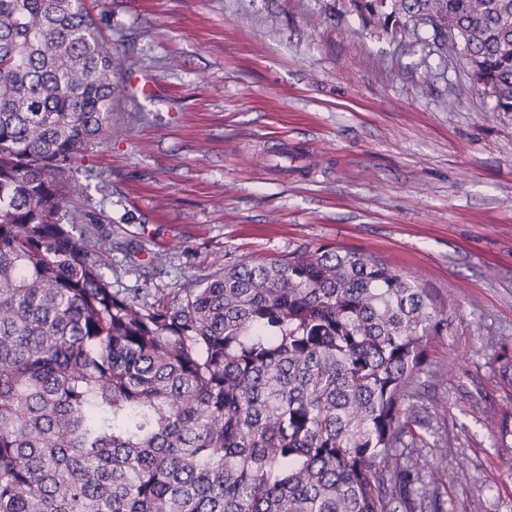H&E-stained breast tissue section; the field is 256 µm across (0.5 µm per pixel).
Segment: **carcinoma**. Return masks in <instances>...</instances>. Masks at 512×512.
I'll use <instances>...</instances> for the list:
<instances>
[{
  "label": "carcinoma",
  "mask_w": 512,
  "mask_h": 512,
  "mask_svg": "<svg viewBox=\"0 0 512 512\" xmlns=\"http://www.w3.org/2000/svg\"><path fill=\"white\" fill-rule=\"evenodd\" d=\"M512 112V0H356ZM110 20L0 0V512H420L402 411L437 293L349 248L112 288L67 187L112 138Z\"/></svg>",
  "instance_id": "obj_1"
}]
</instances>
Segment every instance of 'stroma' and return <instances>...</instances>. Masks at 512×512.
Masks as SVG:
<instances>
[{
    "label": "stroma",
    "instance_id": "1",
    "mask_svg": "<svg viewBox=\"0 0 512 512\" xmlns=\"http://www.w3.org/2000/svg\"><path fill=\"white\" fill-rule=\"evenodd\" d=\"M121 70L112 137L74 175L114 241L112 285L349 247L437 291L448 329L409 399L438 512H512L500 377L512 353V112L432 30L392 39L354 0H89ZM158 88L136 96L132 77ZM161 253L157 268L143 267Z\"/></svg>",
    "mask_w": 512,
    "mask_h": 512
}]
</instances>
